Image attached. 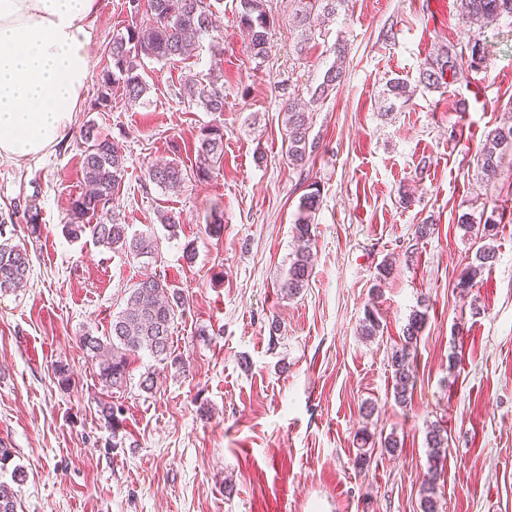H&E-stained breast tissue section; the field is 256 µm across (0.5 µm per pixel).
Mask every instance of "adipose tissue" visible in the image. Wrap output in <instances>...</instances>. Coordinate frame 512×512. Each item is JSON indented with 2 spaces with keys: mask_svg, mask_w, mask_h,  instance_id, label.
I'll use <instances>...</instances> for the list:
<instances>
[{
  "mask_svg": "<svg viewBox=\"0 0 512 512\" xmlns=\"http://www.w3.org/2000/svg\"><path fill=\"white\" fill-rule=\"evenodd\" d=\"M97 0H0V159L59 144L85 99Z\"/></svg>",
  "mask_w": 512,
  "mask_h": 512,
  "instance_id": "adipose-tissue-1",
  "label": "adipose tissue"
}]
</instances>
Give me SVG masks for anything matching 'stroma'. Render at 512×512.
Instances as JSON below:
<instances>
[{"label": "stroma", "mask_w": 512, "mask_h": 512, "mask_svg": "<svg viewBox=\"0 0 512 512\" xmlns=\"http://www.w3.org/2000/svg\"><path fill=\"white\" fill-rule=\"evenodd\" d=\"M98 2L75 126L123 145L127 171L111 212L131 232L152 233L157 254L138 260L63 235L85 189L77 132L42 157L0 162V215H12L13 240L30 256L26 286L0 292V447L12 451L0 481L13 483L18 512H421L433 423L448 433L439 512H512V152L494 183L477 170L487 132L512 120V20L475 33L457 0H349L329 18L313 11L305 30L300 0H266L271 52L258 60L239 0H216L224 110L214 114L182 97L187 78L209 76L207 35L189 59L145 64L142 104L128 105L116 85L110 105L96 106L105 48L128 20L124 0ZM476 37L485 68H463L383 113L388 79L414 77L430 56L466 51ZM339 39L349 46L345 80L310 103ZM281 84L309 103L319 149L306 178L285 154ZM214 124L224 129L221 175L187 178L175 192L149 181L158 159L193 169L199 132ZM309 179L322 196L315 262L288 298L278 283ZM32 202L42 214L36 238L21 214ZM502 207L496 256L460 293L477 245L458 218ZM165 213L179 217L176 230L161 224ZM420 224L430 227L423 239ZM146 274L190 297L171 329L184 363L146 392L139 381L154 360H135L111 397L131 444L107 448L101 387L78 338L107 335ZM416 310L426 314L417 380L400 406L391 353ZM370 311L384 327L374 337L361 333ZM59 365L69 387L58 384ZM362 430L373 437L366 465Z\"/></svg>", "instance_id": "obj_1"}]
</instances>
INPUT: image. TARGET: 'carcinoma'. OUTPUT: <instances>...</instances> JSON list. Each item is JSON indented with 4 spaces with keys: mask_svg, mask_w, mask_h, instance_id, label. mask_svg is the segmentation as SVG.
<instances>
[{
    "mask_svg": "<svg viewBox=\"0 0 512 512\" xmlns=\"http://www.w3.org/2000/svg\"><path fill=\"white\" fill-rule=\"evenodd\" d=\"M140 0H128L131 23L112 38L106 49L112 60V69L102 77L100 100L110 99L113 84L122 85L125 98L137 102L143 98L147 84L140 73L146 59L166 62L177 58L193 56L197 39L208 32L219 31L211 0H147L145 12H140ZM240 23L250 38L249 48L256 59L268 55V31L272 20L265 7V0H240ZM459 12L463 22L470 27L483 24L499 17L512 19V0H459ZM333 53L336 60L329 67L311 94L316 103L325 99L329 92L343 83L344 62L347 46L336 42ZM486 63V55L480 39L469 46V54L446 51L423 63L417 76L394 78L386 83V99L403 104L409 102L419 87L438 89L446 75H456L463 67H474ZM183 97L187 103L202 107L207 112L224 111V91L217 82L194 83L184 88ZM284 123L286 126L287 157L290 165L304 169L309 165L317 150V142L310 137V126L306 112L287 95L284 101ZM81 170L87 190L73 199L71 218L63 225V232L71 239L91 238L95 244L108 251L122 252L135 258L150 257L154 254L156 240L147 234H129L128 225L108 216L107 206L116 190L121 186L126 172L127 158L122 145L109 139H99L91 130L82 135ZM512 148V125L504 124L490 130L478 151L477 164L481 177L490 183L497 177L504 152ZM197 161L193 176L198 179H212L220 174L224 160V129L207 126L200 131L195 145ZM150 182L169 191L181 188L188 178L187 171L175 161L152 164L146 170ZM322 199L317 182L307 185L299 203V216L295 222L299 246L290 258L286 275L281 279V293L291 297L300 292L308 283L313 270L311 227L312 215L321 206ZM98 216L99 222L90 219ZM24 218L31 237H39L41 231L40 209L35 205L27 207ZM503 214L493 210L486 217L480 235L483 242L472 263L460 276L458 287L466 290L486 264L495 256L491 241L496 235V225L501 223ZM30 259L26 248L12 242L7 235L6 221L0 220V291L15 290L27 282ZM189 296L176 289L166 279L149 276L136 283L125 299L124 308L112 317L110 333L106 336L83 334L79 337L81 348L98 368V381L103 389L119 390L127 384L131 361L145 350L159 363H177L170 348L171 326L176 313L185 310ZM425 321V313L414 311L403 330V343L391 354L396 403L407 405L416 379L414 361L417 350V336ZM97 412L103 426L110 432L104 447L118 448L123 444V410L120 406L98 401ZM426 441L430 448L431 463L420 489L422 512H439L437 480L441 474L439 464L444 448L448 447L445 430L435 424L428 426ZM0 512H17V493L13 487L0 482Z\"/></svg>",
    "mask_w": 512,
    "mask_h": 512,
    "instance_id": "cac0c4a2",
    "label": "carcinoma"
}]
</instances>
